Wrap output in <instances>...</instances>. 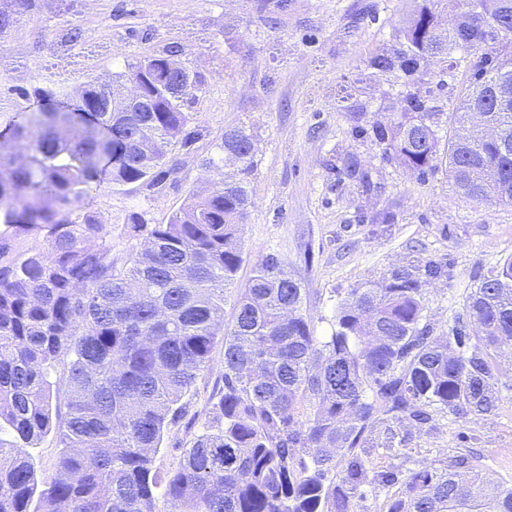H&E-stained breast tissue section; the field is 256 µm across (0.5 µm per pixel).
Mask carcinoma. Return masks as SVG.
Returning <instances> with one entry per match:
<instances>
[{
    "mask_svg": "<svg viewBox=\"0 0 512 512\" xmlns=\"http://www.w3.org/2000/svg\"><path fill=\"white\" fill-rule=\"evenodd\" d=\"M442 2L419 0L398 44L368 66L415 86L457 48L481 53L456 111L409 90L387 124L368 112L348 119L407 171L423 175L440 161L464 198L511 205L512 103L497 106L493 89L512 86V60L482 22L490 15L512 35V0H473L477 16L460 37L442 28ZM40 7L0 0V38ZM179 52L169 45L103 87L36 88L52 108L0 133V512H156L160 497L172 512H355L367 483L401 484L385 512H512V487L462 460L398 482L373 466L365 437L400 414L426 424L432 410L465 418L497 407L496 356L512 351V258L468 296L472 336L437 335L428 321L425 285L444 273L433 260L350 289L320 338L306 289L269 254L226 325L224 289L243 263L251 204L245 125L224 129L203 163L216 171L233 154V175L190 193L164 224L129 213L123 231L135 244L123 264L112 257V225L86 206L88 189L106 179L155 187L168 155L203 136L187 112L202 81L186 64L171 67ZM133 78L152 111L104 108L123 101ZM471 109L497 138L470 123ZM488 170L499 174L494 194ZM40 234L46 247L26 246ZM219 344L224 386L212 419L163 477L154 457L164 432ZM58 382L62 404L53 402ZM49 433L61 454L40 484L28 449Z\"/></svg>",
    "mask_w": 512,
    "mask_h": 512,
    "instance_id": "1",
    "label": "carcinoma"
}]
</instances>
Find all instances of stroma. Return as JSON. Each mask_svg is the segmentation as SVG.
<instances>
[{"label":"stroma","instance_id":"stroma-1","mask_svg":"<svg viewBox=\"0 0 512 512\" xmlns=\"http://www.w3.org/2000/svg\"><path fill=\"white\" fill-rule=\"evenodd\" d=\"M43 0L0 40V130L39 109L34 88L105 82L113 73L179 45L202 80L191 111L203 136L176 152L179 169L155 189L105 184L91 187L92 208L112 226V254L124 259L127 214L165 223L192 191L210 178L203 159L215 152L225 128L250 126L257 136L252 205L243 230L245 260L236 285L225 291L232 316L239 286L253 263L273 254L307 288V308L317 335L330 332L350 288L380 279L398 266L440 262L442 277L428 280L426 313L437 332L470 324L467 296L512 257V206L479 204L458 195L444 165L425 177L385 159L382 148L355 137L347 108L387 118L401 111L402 73L381 75L368 66L373 52L394 45L417 0ZM82 32L67 41L70 29ZM421 93L431 104L455 107L472 80L474 58L457 51ZM368 173L362 187L337 166V155ZM222 349L201 371L182 403L185 414L168 426L155 465L177 467L211 418L223 386ZM497 413L459 419L434 413L431 422L392 420L395 447L385 432L369 433L380 465L399 475L442 467L456 456L512 487V355L498 360Z\"/></svg>","mask_w":512,"mask_h":512}]
</instances>
